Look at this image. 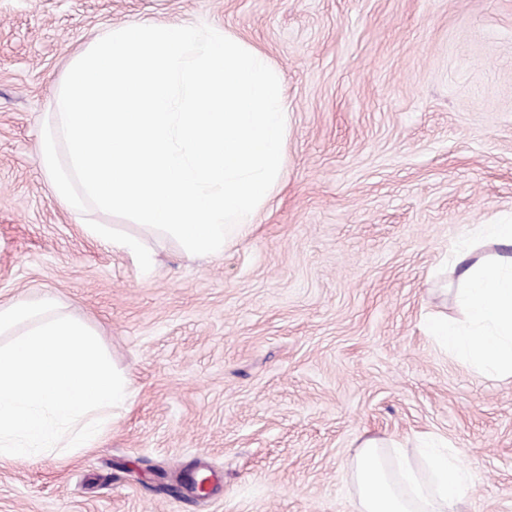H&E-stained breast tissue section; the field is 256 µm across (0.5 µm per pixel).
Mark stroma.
Returning a JSON list of instances; mask_svg holds the SVG:
<instances>
[{"label": "stroma", "mask_w": 512, "mask_h": 512, "mask_svg": "<svg viewBox=\"0 0 512 512\" xmlns=\"http://www.w3.org/2000/svg\"><path fill=\"white\" fill-rule=\"evenodd\" d=\"M139 23L239 37L283 85L280 175L223 254L69 212L41 166L73 58ZM509 222L512 0H0V304L53 300L130 380L95 447L0 463V512H353L363 439L426 434L477 476L462 512H512V376L426 324L454 246ZM85 232L96 239L112 242V245L133 253H142V244L134 237H123L116 234L108 224H97L96 222H83Z\"/></svg>", "instance_id": "obj_1"}]
</instances>
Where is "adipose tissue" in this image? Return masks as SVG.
Returning <instances> with one entry per match:
<instances>
[{"label":"adipose tissue","instance_id":"1","mask_svg":"<svg viewBox=\"0 0 512 512\" xmlns=\"http://www.w3.org/2000/svg\"><path fill=\"white\" fill-rule=\"evenodd\" d=\"M460 320L435 322L432 330L449 353L490 375L512 374V258L492 261L459 252ZM385 440L364 439L350 466L357 489L356 512H459L474 485L473 473L454 449L393 443L386 463Z\"/></svg>","mask_w":512,"mask_h":512}]
</instances>
